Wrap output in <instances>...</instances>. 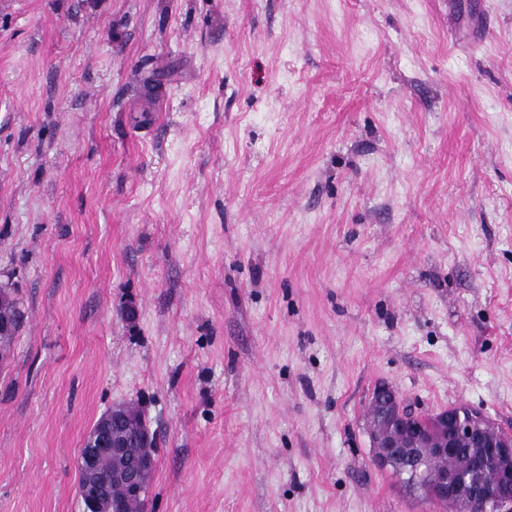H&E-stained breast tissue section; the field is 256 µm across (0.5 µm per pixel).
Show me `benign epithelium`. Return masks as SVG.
<instances>
[{"instance_id":"7a95c632","label":"benign epithelium","mask_w":512,"mask_h":512,"mask_svg":"<svg viewBox=\"0 0 512 512\" xmlns=\"http://www.w3.org/2000/svg\"><path fill=\"white\" fill-rule=\"evenodd\" d=\"M369 438L375 461L389 467L425 449L434 460L455 454L460 441L479 450V459L461 475L428 466L419 472L421 490L430 501L448 502L455 512H473L491 505L494 512H512V433L491 423L479 410L450 406L429 415L408 407L396 388L375 387L369 402ZM131 406L117 403L102 414L90 433L91 451L85 455L80 496L83 512H139L154 471L153 435L131 424ZM112 460L103 473L100 462ZM121 489L106 494L107 485Z\"/></svg>"}]
</instances>
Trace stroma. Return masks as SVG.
<instances>
[{"instance_id": "35a3bbf8", "label": "stroma", "mask_w": 512, "mask_h": 512, "mask_svg": "<svg viewBox=\"0 0 512 512\" xmlns=\"http://www.w3.org/2000/svg\"><path fill=\"white\" fill-rule=\"evenodd\" d=\"M1 287L0 512L117 402L145 512H446L366 412L512 432V0H0ZM2 289H3V297H4L5 307L8 308L13 313L15 320H16V327H17L15 329L14 319L10 315V313L5 310L3 312H1V308H0V335L1 336H11L15 330L14 335L10 339H8V341H6V343H5L6 348H7L13 341L15 334L17 333V331L20 328V325L22 322V314H21V311L19 310L18 299L15 296H13L12 292L7 288H1L0 294L2 292Z\"/></svg>"}]
</instances>
